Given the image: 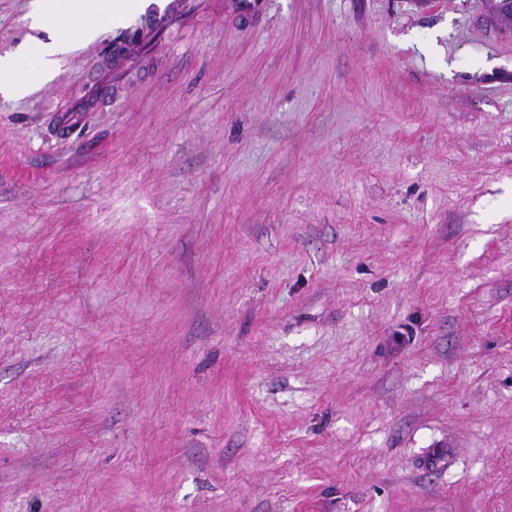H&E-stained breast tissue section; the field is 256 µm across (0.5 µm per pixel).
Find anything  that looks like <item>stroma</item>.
<instances>
[{
  "mask_svg": "<svg viewBox=\"0 0 512 512\" xmlns=\"http://www.w3.org/2000/svg\"><path fill=\"white\" fill-rule=\"evenodd\" d=\"M489 10L147 0L0 97V512H512Z\"/></svg>",
  "mask_w": 512,
  "mask_h": 512,
  "instance_id": "stroma-1",
  "label": "stroma"
}]
</instances>
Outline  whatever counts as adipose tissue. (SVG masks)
Wrapping results in <instances>:
<instances>
[{
  "instance_id": "obj_1",
  "label": "adipose tissue",
  "mask_w": 512,
  "mask_h": 512,
  "mask_svg": "<svg viewBox=\"0 0 512 512\" xmlns=\"http://www.w3.org/2000/svg\"><path fill=\"white\" fill-rule=\"evenodd\" d=\"M142 0H32L27 20L31 29L48 30L51 19L64 17L72 30L51 34L48 41L28 45L21 53L0 56V95L18 97L27 92L32 82L42 80L54 69L73 36H94L101 18L125 19L140 9Z\"/></svg>"
}]
</instances>
